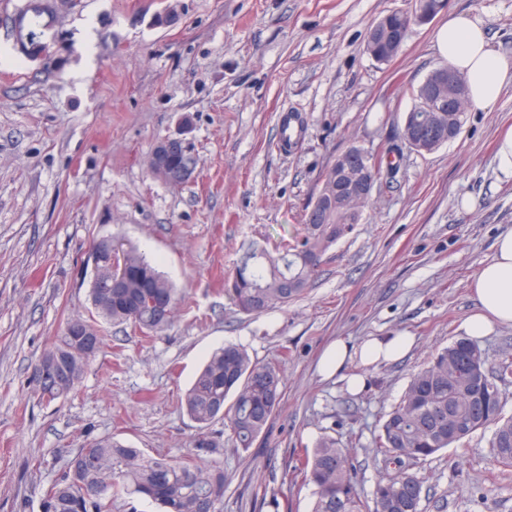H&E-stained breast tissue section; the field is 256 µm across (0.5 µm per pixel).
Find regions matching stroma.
<instances>
[{"instance_id": "stroma-1", "label": "stroma", "mask_w": 512, "mask_h": 512, "mask_svg": "<svg viewBox=\"0 0 512 512\" xmlns=\"http://www.w3.org/2000/svg\"><path fill=\"white\" fill-rule=\"evenodd\" d=\"M22 2L0 0V512H39L82 445L107 436L174 460L216 441L223 512H311V486L283 476L325 435L351 449L372 494L387 476L372 453L379 419L415 371L463 338L471 280L512 227V180L495 161L512 84L423 154L402 139L410 91L444 65L434 35L453 12L477 19L512 59V0H446L383 64L365 52L366 35L415 0H72L45 35L52 55L24 62L11 23ZM169 8L176 23L153 25ZM284 115L296 129L286 145ZM167 137L185 138L197 160L180 184L147 169ZM353 146L396 165L361 224L299 298L240 313L225 277L249 243L275 253L301 239L324 171ZM105 236L160 259L182 301L148 339L104 324L76 390L48 400L34 369L68 319L89 315L80 262ZM397 333L414 339L405 358L350 366L361 392L319 376L331 342ZM227 344L283 376L281 406L246 451L224 422L199 429L181 406ZM491 436L412 465L425 479L423 512H512V467L495 463Z\"/></svg>"}]
</instances>
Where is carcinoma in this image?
<instances>
[{
	"label": "carcinoma",
	"instance_id": "carcinoma-1",
	"mask_svg": "<svg viewBox=\"0 0 512 512\" xmlns=\"http://www.w3.org/2000/svg\"><path fill=\"white\" fill-rule=\"evenodd\" d=\"M436 0H418L415 13L392 10L370 30L365 49L377 62L386 63L400 51L410 24L418 15L438 13ZM53 18L50 0H27L16 22L25 34L20 50L33 58L50 52L43 41ZM457 78L444 88L461 111L449 112L451 137L463 126L468 106V88L452 67L444 65L427 77L413 93L414 104L408 126L424 117L431 81L440 73ZM384 173L382 157L371 151L356 158L355 187L373 192ZM325 171L310 209L305 233L295 248L273 256L253 243L242 254L235 273L224 279V291L244 314H259L282 307L300 296L317 272L327 252L362 220L344 201L343 192L331 188ZM127 287L108 288L90 281L91 318L126 324L145 336L162 331L172 321L180 302L176 288L157 265L130 246L124 249ZM82 341L62 331L49 352L60 354L71 365L63 386L40 383L50 399L68 395L79 383L91 357L79 355ZM488 357L476 341L461 338L436 354L415 372L400 402L382 417L373 442L374 457L394 474L378 482L373 497H362L356 469L348 449L325 435L315 448L304 453L301 474L312 485V512H421L424 479L409 471L408 463L425 461L479 430L494 427L490 448L495 462L512 464V416L502 415L500 391L484 374ZM283 377L279 368L251 360L245 349L226 345L214 351L192 386L182 407L188 417L204 428L217 419L227 421L238 447L248 450L267 428L279 409ZM455 433L448 435V430ZM109 480L102 492L86 501L84 512H112V496L125 493L145 497L164 512H221L224 468L215 459L193 453L182 460L151 456L113 437L95 439L73 457L68 471L48 486L42 498L54 504V512H70L68 504L86 488H97Z\"/></svg>",
	"mask_w": 512,
	"mask_h": 512
}]
</instances>
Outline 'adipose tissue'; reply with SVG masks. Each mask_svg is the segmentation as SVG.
<instances>
[{
    "label": "adipose tissue",
    "instance_id": "obj_1",
    "mask_svg": "<svg viewBox=\"0 0 512 512\" xmlns=\"http://www.w3.org/2000/svg\"><path fill=\"white\" fill-rule=\"evenodd\" d=\"M436 49L465 79L474 107L492 106L512 80V60L491 48L483 27L467 13L450 15L437 33ZM470 290L474 309L462 323L466 336L477 338L494 326H512V228L498 235L492 256L474 276ZM413 343L412 337L402 334L375 336L354 345L339 340L323 354L319 370L331 378L354 361L364 366L398 361Z\"/></svg>",
    "mask_w": 512,
    "mask_h": 512
}]
</instances>
